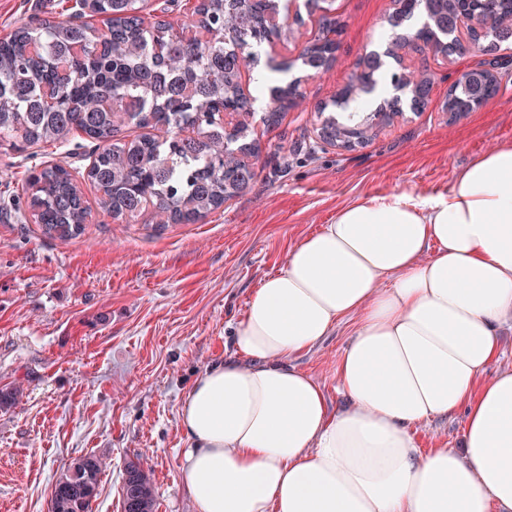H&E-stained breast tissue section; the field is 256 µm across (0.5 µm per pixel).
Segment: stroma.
<instances>
[{"label": "stroma", "instance_id": "stroma-1", "mask_svg": "<svg viewBox=\"0 0 512 512\" xmlns=\"http://www.w3.org/2000/svg\"><path fill=\"white\" fill-rule=\"evenodd\" d=\"M74 0H0V37L36 20L64 21ZM344 26L332 67L317 74L299 59L302 41L277 44L301 101L278 126L264 109L249 121L263 146V167L249 185L198 224L156 230L142 215H103L86 179L90 142L75 134L17 152L0 145V387L23 395L0 410V512H49L59 475L77 457L107 463L93 512H121L128 461L150 469L155 512H196L183 483L179 409L192 382L233 353L232 332L247 303L289 250L338 208L395 191L444 194L457 171L491 148L512 143V43L494 49L508 62L500 90L460 119L444 112L449 73L477 67L469 54L449 62L425 53L416 67L433 72L431 103L340 150L317 138L320 105L336 98L363 49L384 51L392 29L389 0H335ZM59 164L75 175L91 209L83 235L45 236L28 219L22 185L31 170ZM344 320L322 343L295 358L336 392V357L349 341ZM463 414L413 430L420 448H461Z\"/></svg>", "mask_w": 512, "mask_h": 512}]
</instances>
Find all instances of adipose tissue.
<instances>
[{
    "label": "adipose tissue",
    "mask_w": 512,
    "mask_h": 512,
    "mask_svg": "<svg viewBox=\"0 0 512 512\" xmlns=\"http://www.w3.org/2000/svg\"><path fill=\"white\" fill-rule=\"evenodd\" d=\"M346 406L293 365L346 318ZM512 319V144L447 194L360 199L303 237L252 295L235 357L179 410L198 512H512V368L482 380ZM464 413L463 447L416 426Z\"/></svg>",
    "instance_id": "obj_1"
}]
</instances>
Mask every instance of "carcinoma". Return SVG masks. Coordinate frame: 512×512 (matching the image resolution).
I'll return each mask as SVG.
<instances>
[{
	"mask_svg": "<svg viewBox=\"0 0 512 512\" xmlns=\"http://www.w3.org/2000/svg\"><path fill=\"white\" fill-rule=\"evenodd\" d=\"M139 0H100L98 13L111 15L108 29L71 21L20 27L0 38V141L22 148L54 143L72 132L92 139L87 180L100 193L103 213L130 220L149 213L155 228L197 224L243 190L256 176L224 159L227 131L216 123L246 102L221 90L256 61L253 48L268 43L251 33L268 5L266 0H210L186 8L178 25H148L138 14ZM498 20L512 16V0L472 5ZM239 30L240 44L210 38L226 23ZM169 31L166 53L152 55L155 28ZM336 19L319 33L315 56L302 59L309 69H327L333 57ZM56 98L51 111L39 106L42 89ZM109 99L129 108L128 120L144 133L118 137L124 122L98 107ZM155 130L165 131L160 139ZM27 206L32 221L50 238L84 234L90 210L73 175L49 166L29 176ZM104 462L94 454L75 459L57 479L50 512H92ZM150 470L140 460L125 468L122 512H154Z\"/></svg>",
	"mask_w": 512,
	"mask_h": 512,
	"instance_id": "1",
	"label": "carcinoma"
}]
</instances>
